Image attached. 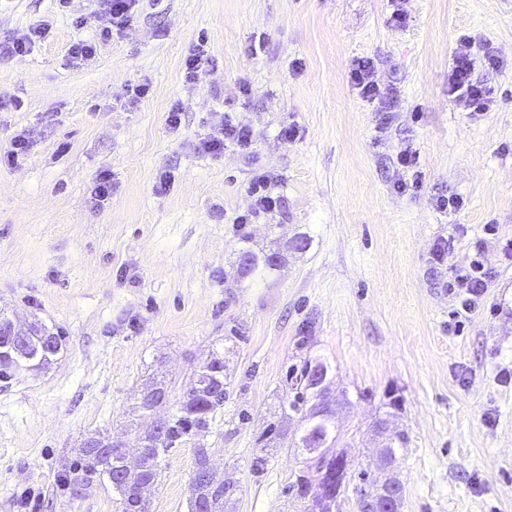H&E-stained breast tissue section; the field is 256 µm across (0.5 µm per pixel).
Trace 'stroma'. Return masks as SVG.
Masks as SVG:
<instances>
[{"label": "stroma", "mask_w": 512, "mask_h": 512, "mask_svg": "<svg viewBox=\"0 0 512 512\" xmlns=\"http://www.w3.org/2000/svg\"><path fill=\"white\" fill-rule=\"evenodd\" d=\"M93 9L0 0V39L49 30L0 59V154L29 140L0 167V310L66 342L49 367L0 386V512H118L109 484L76 496L60 475L91 436L134 444L154 417L131 413L150 381L169 386L158 414H175L215 353L233 390L203 442L237 488L224 512H303L288 490L307 467L300 417L283 406L288 369L309 359L328 367L337 450L353 469L375 471L380 421L406 433L392 465L401 512H512V0H142L77 65L70 45L107 24ZM200 42L215 67L189 83L183 61ZM465 43L496 60L474 72L490 111L448 90ZM361 58L391 89L389 108L351 87ZM217 111L252 128L254 154L196 150ZM288 125L295 141L279 136ZM406 147L421 183L401 191ZM257 166L283 204L241 233ZM104 170L112 196L97 206ZM441 195L462 207L436 209ZM302 235L307 248L293 249ZM247 250L277 267L242 276ZM476 258L488 290L457 324L448 285ZM194 469L192 446L173 449L150 512H188Z\"/></svg>", "instance_id": "obj_1"}]
</instances>
